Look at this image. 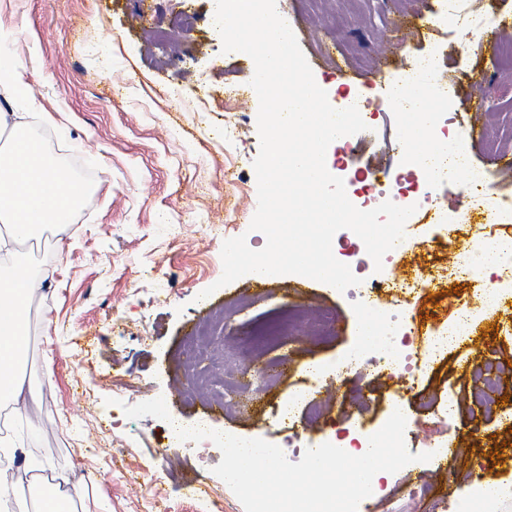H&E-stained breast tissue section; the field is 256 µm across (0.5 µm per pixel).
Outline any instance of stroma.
I'll return each mask as SVG.
<instances>
[{
	"mask_svg": "<svg viewBox=\"0 0 512 512\" xmlns=\"http://www.w3.org/2000/svg\"><path fill=\"white\" fill-rule=\"evenodd\" d=\"M479 17L498 26L486 41L455 25L448 0H276L330 104L354 92L381 99L386 80L409 74L416 55L442 51L454 97L436 112L431 135H458L471 105L481 107L467 157L500 190L479 197L460 176L427 184L404 160L406 138L399 110L369 117L376 150L342 146L329 151L347 193L359 180L390 190L410 188L421 199L405 237L417 264L398 263L404 278L423 268L428 295L413 311L416 341L449 320L458 307L477 310L470 333L416 382L400 365L368 372L362 382H337L318 393L326 420L299 424L322 441L361 423L367 434L386 423L391 397L404 396L407 423L426 424L423 399L454 398L457 414L442 437L450 448L441 462H413L382 481L384 497L360 512H428L432 500L460 512L466 490L489 474L512 485V276L466 275L455 255L474 250L484 234L512 236L495 224L496 203H512V66L495 52L512 42V0H467ZM216 0H0V52L24 64L29 126L57 162L91 172L85 193L42 263L31 240L12 246L15 260L34 266L41 286L30 305L27 384L42 396L26 414L0 409L7 440L40 463L37 478L59 484L73 512H196L187 487L208 494L220 512H244L213 472L218 448L197 458L167 445L164 420L128 418L125 406L163 397L184 426L209 417L214 430L281 444L285 432L270 416L272 401L287 396L308 361L330 363L357 345L363 303L358 287L346 291L288 274L257 286L246 275L218 286L225 239L246 235L251 249L266 244L251 230L259 154V100L251 94L252 58L226 53L213 21ZM415 27L417 38L395 39V27ZM237 90L228 101V90ZM237 140L224 144V124ZM446 216L448 224L438 223ZM501 297L484 309L482 291ZM208 298H201L205 288ZM300 304L307 317L332 312V336L310 326L284 337L261 358L239 345L254 323ZM212 325L226 360L244 371L241 405L213 411L224 377L207 365L182 369L184 344L195 329ZM490 359L495 392L482 396L472 370ZM432 485L429 500L392 498L400 485Z\"/></svg>",
	"mask_w": 512,
	"mask_h": 512,
	"instance_id": "obj_1",
	"label": "stroma"
}]
</instances>
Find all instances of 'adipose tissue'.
Returning a JSON list of instances; mask_svg holds the SVG:
<instances>
[{"mask_svg": "<svg viewBox=\"0 0 512 512\" xmlns=\"http://www.w3.org/2000/svg\"><path fill=\"white\" fill-rule=\"evenodd\" d=\"M449 96L420 75L406 89V123L410 128L407 164L438 182L456 157V144L444 139L429 142L425 133L438 105ZM8 132V146L0 152V251L9 252L13 241L36 234L40 225L61 228L68 224L79 205L84 189L65 178L59 166L44 152L29 155L21 144L35 140L36 134L23 114L0 113V133ZM36 283L25 267L14 266L0 273V400L15 411H26L39 395L18 373L16 355L26 338L27 305ZM30 462L0 468V512H20L34 486Z\"/></svg>", "mask_w": 512, "mask_h": 512, "instance_id": "1", "label": "adipose tissue"}]
</instances>
